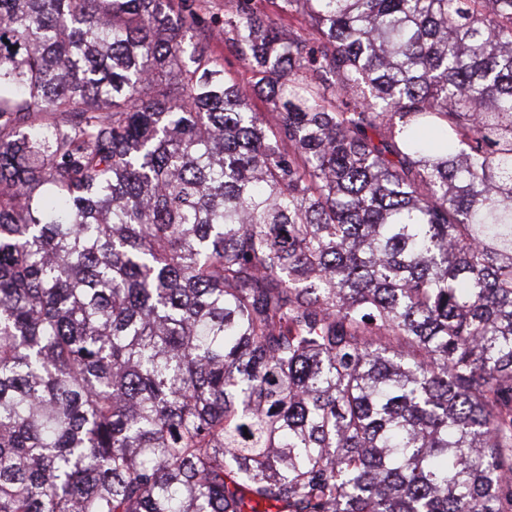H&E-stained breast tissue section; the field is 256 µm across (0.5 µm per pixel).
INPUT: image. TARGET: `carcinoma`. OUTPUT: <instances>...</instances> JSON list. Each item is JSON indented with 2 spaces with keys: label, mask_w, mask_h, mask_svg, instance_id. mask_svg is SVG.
<instances>
[{
  "label": "carcinoma",
  "mask_w": 512,
  "mask_h": 512,
  "mask_svg": "<svg viewBox=\"0 0 512 512\" xmlns=\"http://www.w3.org/2000/svg\"><path fill=\"white\" fill-rule=\"evenodd\" d=\"M214 18L0 0V512H512V0Z\"/></svg>",
  "instance_id": "carcinoma-1"
}]
</instances>
